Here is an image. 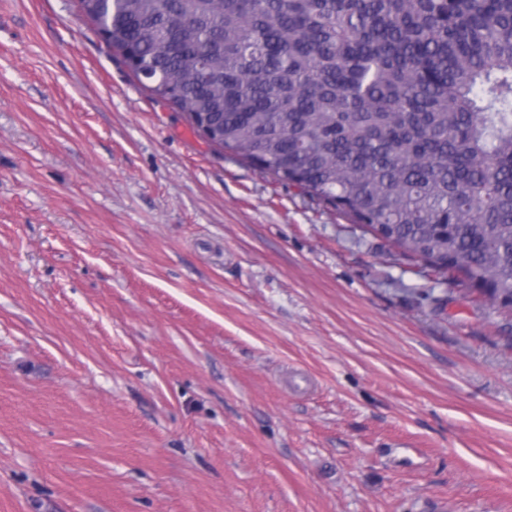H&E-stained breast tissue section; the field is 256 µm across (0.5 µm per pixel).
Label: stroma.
<instances>
[{
  "mask_svg": "<svg viewBox=\"0 0 512 512\" xmlns=\"http://www.w3.org/2000/svg\"><path fill=\"white\" fill-rule=\"evenodd\" d=\"M0 512H512V318L0 0Z\"/></svg>",
  "mask_w": 512,
  "mask_h": 512,
  "instance_id": "35a3bbf8",
  "label": "stroma"
}]
</instances>
